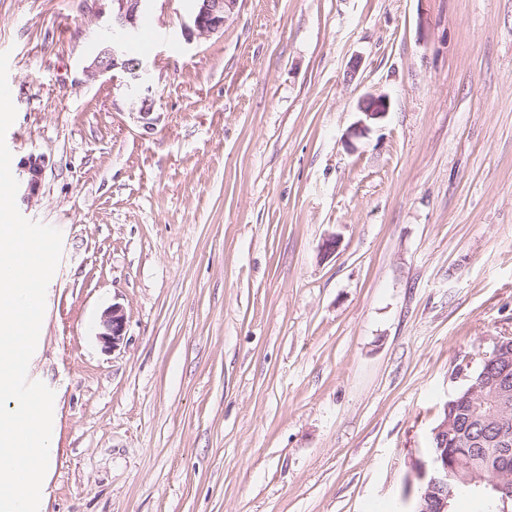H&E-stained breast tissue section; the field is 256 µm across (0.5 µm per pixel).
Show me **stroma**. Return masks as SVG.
<instances>
[{
	"label": "stroma",
	"instance_id": "obj_1",
	"mask_svg": "<svg viewBox=\"0 0 512 512\" xmlns=\"http://www.w3.org/2000/svg\"><path fill=\"white\" fill-rule=\"evenodd\" d=\"M194 9L145 10L148 133L85 74L112 0H0L18 208L62 233L39 512H412L456 365L512 336V0ZM196 7L190 24L184 32L188 41L208 38L224 30V26L235 14L239 0H195ZM45 160L43 156L31 154L21 162L24 183L22 198L24 202H31L41 187V181L45 170ZM102 331L99 338L105 348L115 350L125 338L126 315L123 307L119 304H112V308L106 310L101 320Z\"/></svg>",
	"mask_w": 512,
	"mask_h": 512
}]
</instances>
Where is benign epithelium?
<instances>
[{
	"label": "benign epithelium",
	"mask_w": 512,
	"mask_h": 512,
	"mask_svg": "<svg viewBox=\"0 0 512 512\" xmlns=\"http://www.w3.org/2000/svg\"><path fill=\"white\" fill-rule=\"evenodd\" d=\"M146 0H112V36L105 40L91 64L86 68L87 76L96 78L108 72H121L129 76L125 82L132 103L139 104L134 119L145 131L155 130L159 117L153 115L149 96L131 92L132 82L139 79L140 64L127 61L125 44L127 37L135 31ZM196 7L191 22L184 27L186 39L208 38L224 30V26L235 14L239 0H195ZM24 174L23 201L29 203L41 187L45 160L41 155H30L21 162ZM99 338L107 348H117L123 343L126 330V315L119 304L105 311L101 320ZM418 477L426 483L422 499L432 504L434 512H448V456L440 455L429 461L418 459L414 463Z\"/></svg>",
	"instance_id": "7a95c632"
}]
</instances>
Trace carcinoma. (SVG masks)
<instances>
[{
    "instance_id": "1",
    "label": "carcinoma",
    "mask_w": 512,
    "mask_h": 512,
    "mask_svg": "<svg viewBox=\"0 0 512 512\" xmlns=\"http://www.w3.org/2000/svg\"><path fill=\"white\" fill-rule=\"evenodd\" d=\"M502 370L501 365L479 363L471 380L463 383L442 408V419L448 420V444L442 449L433 439L429 453L448 454L450 505L461 496H471L482 501L485 512H512V479L505 493L488 486L499 458L501 442L497 440L496 416L503 405L509 406L512 420V361L508 364L507 392L490 385L480 398H468L472 387L496 381Z\"/></svg>"
}]
</instances>
